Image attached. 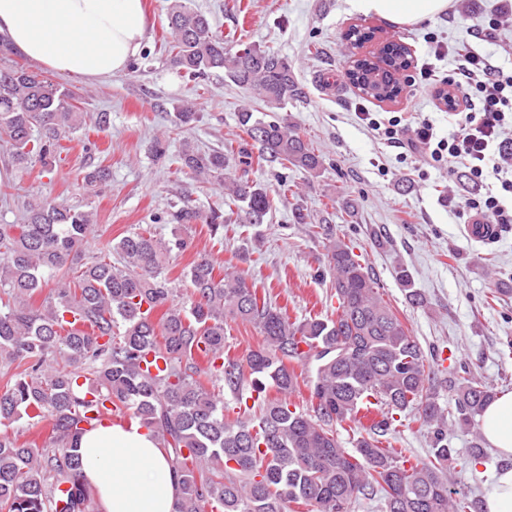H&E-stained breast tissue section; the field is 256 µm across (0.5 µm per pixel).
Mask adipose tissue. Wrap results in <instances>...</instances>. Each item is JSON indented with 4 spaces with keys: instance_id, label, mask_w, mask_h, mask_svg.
Returning <instances> with one entry per match:
<instances>
[{
    "instance_id": "obj_1",
    "label": "adipose tissue",
    "mask_w": 512,
    "mask_h": 512,
    "mask_svg": "<svg viewBox=\"0 0 512 512\" xmlns=\"http://www.w3.org/2000/svg\"><path fill=\"white\" fill-rule=\"evenodd\" d=\"M362 14L410 25L443 14L448 0H349ZM147 32L142 0H0V38L48 70L106 79L123 72ZM486 440L512 458V392L495 398L481 417ZM78 452L101 512H174L177 485L166 452L151 431L101 423Z\"/></svg>"
}]
</instances>
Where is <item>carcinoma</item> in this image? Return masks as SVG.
Masks as SVG:
<instances>
[{"label":"carcinoma","instance_id":"1","mask_svg":"<svg viewBox=\"0 0 512 512\" xmlns=\"http://www.w3.org/2000/svg\"><path fill=\"white\" fill-rule=\"evenodd\" d=\"M168 28L166 48L179 71L193 80L222 71L261 103L238 112L259 145L258 160L320 173L323 156L279 115L299 91L287 58L234 31H214L184 0H174ZM405 54L403 44L389 41L380 61L358 67L360 93L391 100L410 68ZM83 119L70 90L24 67L0 69V147L17 169L47 167L61 134ZM198 119L194 107L182 105L173 130ZM229 168L222 151H182L180 170L222 183L227 205L250 224L287 200L288 185L275 191ZM232 215L183 206L170 213V237L132 231L91 256L84 245L92 213L50 196L26 201L22 223L0 224V368L7 377L0 387V512H98L78 442L114 411L139 420L169 451L176 512H288L292 503L351 512L373 496L384 512H470L468 498H452L448 470L476 471L481 453L449 447L438 388L449 389L454 424L467 430L496 393L465 369L436 377L438 355L424 351L335 227L317 225L337 300L329 315L293 321L243 274H215L206 255L184 273L187 300L175 301L167 269L187 248L183 228L201 220L217 234ZM397 279L410 304L427 305L405 268ZM229 320L258 330L262 346L224 357ZM148 361L156 372L143 368ZM295 363L308 368L305 408L290 399L299 386ZM270 389L278 396L268 397ZM221 391L236 402L233 418ZM402 416L429 437L427 459L382 445ZM22 421H48L52 433L41 446L22 442L10 433ZM346 421L354 422L350 449L336 429Z\"/></svg>","mask_w":512,"mask_h":512}]
</instances>
